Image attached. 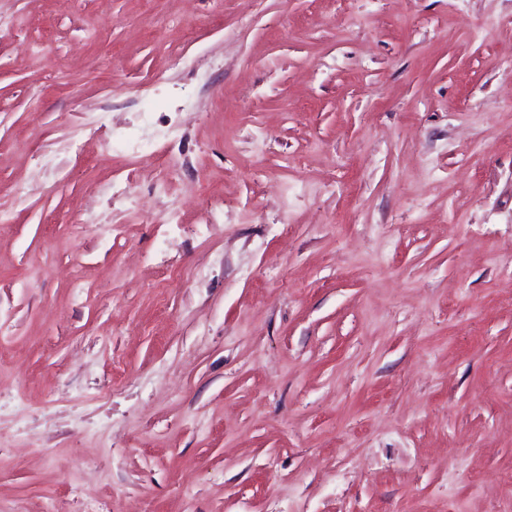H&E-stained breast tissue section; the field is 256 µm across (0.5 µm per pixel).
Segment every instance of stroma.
<instances>
[{
	"label": "stroma",
	"instance_id": "stroma-1",
	"mask_svg": "<svg viewBox=\"0 0 512 512\" xmlns=\"http://www.w3.org/2000/svg\"><path fill=\"white\" fill-rule=\"evenodd\" d=\"M511 52L512 0H0V512H512Z\"/></svg>",
	"mask_w": 512,
	"mask_h": 512
}]
</instances>
